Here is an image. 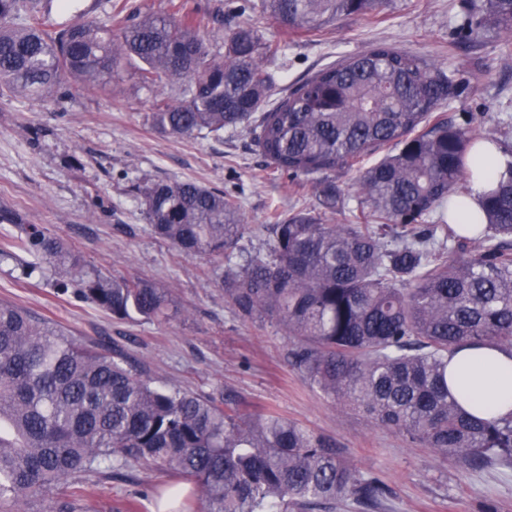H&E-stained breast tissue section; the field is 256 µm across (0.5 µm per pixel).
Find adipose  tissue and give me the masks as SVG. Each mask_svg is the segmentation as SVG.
Listing matches in <instances>:
<instances>
[{
	"mask_svg": "<svg viewBox=\"0 0 512 512\" xmlns=\"http://www.w3.org/2000/svg\"><path fill=\"white\" fill-rule=\"evenodd\" d=\"M467 192L448 206V221L470 224L481 215L480 201L500 179L512 174V154L485 143L474 156ZM448 389L471 414L481 418L512 415V351L464 349L448 358Z\"/></svg>",
	"mask_w": 512,
	"mask_h": 512,
	"instance_id": "obj_1",
	"label": "adipose tissue"
}]
</instances>
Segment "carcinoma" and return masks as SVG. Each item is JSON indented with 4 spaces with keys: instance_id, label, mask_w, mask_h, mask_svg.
I'll return each mask as SVG.
<instances>
[{
    "instance_id": "carcinoma-1",
    "label": "carcinoma",
    "mask_w": 512,
    "mask_h": 512,
    "mask_svg": "<svg viewBox=\"0 0 512 512\" xmlns=\"http://www.w3.org/2000/svg\"><path fill=\"white\" fill-rule=\"evenodd\" d=\"M381 0H262L285 32L318 30ZM41 0H0V94L32 100L70 81L108 89L125 65L157 98L160 131L191 137L249 121L274 83L263 64L283 46L257 27L224 30L212 52L185 0L141 14L133 0H97L109 26L65 0L50 28ZM469 34H512V0H484ZM462 83L422 57L386 44L325 66L261 113L256 145L276 171L311 180L321 212L275 217L265 255L239 248L240 206L193 182L142 190L151 232L186 257L225 267L224 301L243 320L266 317L293 339L291 364L338 404L391 428L416 447L472 469L512 463V415L484 421L448 391V356L465 347L512 348V177L485 193L479 224H428L464 190L468 157L484 138L438 111ZM386 149L357 180V214L331 174ZM372 217L373 224L364 220ZM15 246L42 264L68 266L55 282L121 320L166 321L169 291L150 280L106 279L38 224ZM133 466L199 484L201 512H363L385 485L349 465L327 438L275 412L242 416L223 400L170 390L121 351L79 342L11 302H0V502L43 499L86 477Z\"/></svg>"
}]
</instances>
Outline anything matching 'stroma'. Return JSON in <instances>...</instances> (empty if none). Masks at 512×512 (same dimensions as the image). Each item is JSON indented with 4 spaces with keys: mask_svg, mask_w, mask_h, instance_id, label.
<instances>
[{
    "mask_svg": "<svg viewBox=\"0 0 512 512\" xmlns=\"http://www.w3.org/2000/svg\"><path fill=\"white\" fill-rule=\"evenodd\" d=\"M200 13L223 8L205 39L219 47L228 23L248 22L285 50L267 56L275 77L266 102L346 56L385 43L455 70L469 81L444 106L446 115L485 137L512 143V47L494 33L473 38L459 24L469 0H384L371 14L342 16L321 30L284 35L252 0H188ZM154 92L124 67L107 92L73 91L58 103L0 96V207L23 224H40L65 241L86 268L107 278H144L170 289L178 312L167 321L119 320L93 303L56 292L62 275L50 266L24 277L0 260V301L24 306L81 341L118 345L156 383L223 396L246 414L273 410L335 440L343 457L382 481L388 493L376 512H512V467L469 469L453 458L413 447L397 432L340 407L289 363L291 339L270 320L240 319L224 301L223 271L190 259L156 238L139 187L195 182L238 199L250 230L242 244L265 253L264 225L277 213L312 209L310 184L273 169L255 145L252 124L218 136L180 137L152 124ZM171 478L143 468L127 480L92 478L84 486L96 512H154Z\"/></svg>",
    "mask_w": 512,
    "mask_h": 512,
    "instance_id": "35a3bbf8",
    "label": "stroma"
}]
</instances>
